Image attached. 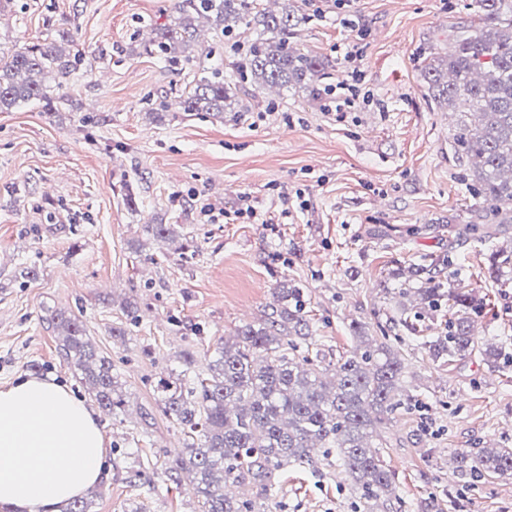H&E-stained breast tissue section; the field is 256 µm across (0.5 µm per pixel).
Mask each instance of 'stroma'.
Instances as JSON below:
<instances>
[{
  "mask_svg": "<svg viewBox=\"0 0 512 512\" xmlns=\"http://www.w3.org/2000/svg\"><path fill=\"white\" fill-rule=\"evenodd\" d=\"M467 2L295 0L308 17L295 41L329 62L327 85L360 71L366 101L345 112L305 88L240 78L227 47L201 31L200 45L213 47L205 65L223 66L243 106L221 117L182 111L194 66L147 47L169 23L171 0L0 8V53L65 32L84 56L53 105L0 112V385L33 374L81 391L44 311L82 320L129 400L122 422L100 419L108 475L93 512H194V490L166 483L183 436L157 409L156 381L180 369L185 352L204 370L209 345L264 319L276 284L291 279L323 354L356 349L355 320L407 360L410 399L380 429L394 476L387 512H512V476L476 480L451 462L459 449L512 448V283L482 277L490 245L450 237L475 203L470 163L453 143L448 107L431 100L421 77L428 52L451 53L455 28L470 20ZM244 197L264 223L232 218ZM205 204L224 217L208 222ZM160 223L173 225L175 241L146 236V225ZM443 254L449 287L484 297L471 318L484 325L480 343L501 348L497 362L477 353L433 362L416 333L392 323L398 304L416 300L384 294L389 274ZM26 267L36 279L20 278ZM131 302L136 326L113 336ZM136 465L153 473L155 489L127 483ZM277 480V512H365L360 492L326 462Z\"/></svg>",
  "mask_w": 512,
  "mask_h": 512,
  "instance_id": "obj_1",
  "label": "stroma"
}]
</instances>
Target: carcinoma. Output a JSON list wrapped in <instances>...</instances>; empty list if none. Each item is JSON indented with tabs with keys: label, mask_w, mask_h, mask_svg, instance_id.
I'll use <instances>...</instances> for the list:
<instances>
[{
	"label": "carcinoma",
	"mask_w": 512,
	"mask_h": 512,
	"mask_svg": "<svg viewBox=\"0 0 512 512\" xmlns=\"http://www.w3.org/2000/svg\"><path fill=\"white\" fill-rule=\"evenodd\" d=\"M471 10L474 20L454 31L452 53L431 51L422 63L436 103L467 106L453 140L473 162L472 191L490 204L487 211H471L468 223L456 229L459 241L476 234L489 238L499 225L512 224V0H472ZM171 12L172 22L156 30L150 45L173 61H193L186 51L204 20L215 37L255 31L254 38L231 47L233 66L254 82L284 88L315 84L327 75V61L290 41L307 22L299 8L284 6L277 13L257 0H172ZM74 66L70 49L56 39L15 46L0 56V112L33 99L51 102L47 81L61 88ZM193 82L183 93L184 111L231 110L235 94L220 67L202 69ZM447 270L446 256L427 266L413 264L391 273L395 280L406 277L413 289H385L387 295L417 293L430 312L448 305L447 332L423 344L434 361L463 359L480 349L469 317L475 293L445 287ZM488 274L496 280L512 276L511 247L491 252ZM276 292L280 305L262 323L237 329L232 342L215 343L206 372L196 371L194 356L186 352L183 370L159 376L157 401L185 441L181 455L165 468L167 480L177 485L184 474L196 477L195 512H275L278 471L334 454L366 499L390 500L393 476L374 437L404 403L402 354L384 340L334 362L311 358L303 288L281 282ZM47 321L60 338L62 357L79 371L99 407L114 421L125 414L122 384L82 322L60 310L51 311ZM454 459L476 478L512 475V448L457 451ZM98 495L90 490L66 512H92Z\"/></svg>",
	"instance_id": "cac0c4a2"
}]
</instances>
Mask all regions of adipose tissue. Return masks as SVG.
<instances>
[{"label":"adipose tissue","mask_w":512,"mask_h":512,"mask_svg":"<svg viewBox=\"0 0 512 512\" xmlns=\"http://www.w3.org/2000/svg\"><path fill=\"white\" fill-rule=\"evenodd\" d=\"M106 464L84 398L38 377L0 386V512H49L93 488Z\"/></svg>","instance_id":"1"}]
</instances>
